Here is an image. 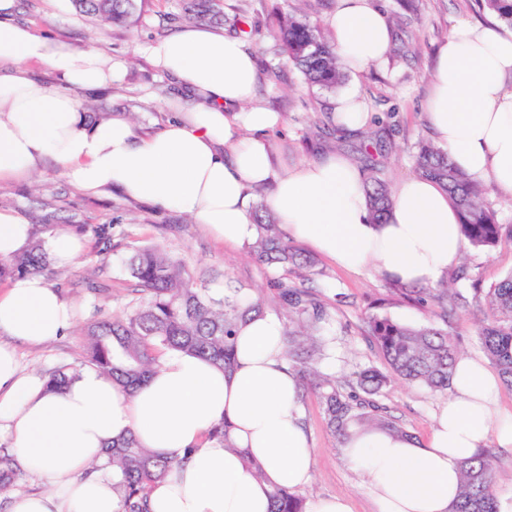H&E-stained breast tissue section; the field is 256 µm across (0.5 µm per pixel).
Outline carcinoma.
<instances>
[{"label": "carcinoma", "instance_id": "carcinoma-1", "mask_svg": "<svg viewBox=\"0 0 512 512\" xmlns=\"http://www.w3.org/2000/svg\"><path fill=\"white\" fill-rule=\"evenodd\" d=\"M206 2L208 6L203 9H189L193 19H220L219 4ZM73 3L80 13L112 23L126 22L135 9V0ZM481 5L512 29V0H481ZM277 33L288 62L300 70L308 84L327 91L340 86L343 73L331 41L307 16H279ZM416 167L420 176L448 193L459 210L461 232L469 246L490 250L498 244L504 226L485 202L487 187L470 181L450 162L445 150L429 142L418 143ZM366 195L372 222H383L393 205V193L375 170L366 176ZM255 216L258 234L250 253L287 275L308 276L312 262L283 236L276 219L261 206ZM59 228L48 221L39 225L23 252L0 261V280L47 270L44 235ZM127 269L141 297L124 315L96 319L88 325L91 343L86 363L128 390L146 382L170 351L207 358L224 370L231 368L239 327L251 318L267 315L261 299L238 289L233 301L207 296L194 286L184 260L157 246L135 249ZM270 287L276 289L277 305L288 313L285 357L299 379V402H304L309 392L317 395L327 427L339 443H344L352 425L409 436L375 399L393 377L433 392L452 388L458 352L448 331L433 325H406L387 316L373 315L367 324L389 372L368 368L351 382L321 371L320 363L330 357L329 340L323 334L327 321L324 305L307 290L290 288L280 279ZM487 297L489 315L480 332L481 344L498 369L501 383L512 390V273L491 286ZM208 436L226 448L235 447L224 420L215 424ZM109 457L112 469L120 475L113 489L121 497L122 512H150L151 486L171 470L172 461L150 454L133 436L112 445ZM462 471V486L452 512H498L489 450L464 462ZM18 477L9 450L0 448V490L13 487ZM271 499V512H305L304 499L286 487L274 488Z\"/></svg>", "mask_w": 512, "mask_h": 512}]
</instances>
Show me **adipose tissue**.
Masks as SVG:
<instances>
[{
    "instance_id": "adipose-tissue-1",
    "label": "adipose tissue",
    "mask_w": 512,
    "mask_h": 512,
    "mask_svg": "<svg viewBox=\"0 0 512 512\" xmlns=\"http://www.w3.org/2000/svg\"><path fill=\"white\" fill-rule=\"evenodd\" d=\"M0 0V182L33 174L54 160L90 196L122 194L193 218L235 246L257 235L254 192L282 232L348 269L377 265L404 285H432L458 263L467 243L459 213L434 181L409 177L393 192L384 224L372 223L365 174L342 152L278 168L265 138L277 116L257 104L256 57L220 29L186 27L144 45L143 53L176 91L162 129L138 132L116 115L90 122L79 94L111 87V56L78 49L8 19ZM346 71L364 73L392 47L386 14L373 0H337L327 19ZM53 72L58 88L33 78L31 64ZM512 31L456 25L439 48L424 114L428 133L471 181L512 196ZM33 227L0 209V260L26 248ZM73 323L72 306L43 276L12 278L0 290V431L14 466L46 489L16 495L9 512H121L108 447L136 436L172 460L150 491L151 512H270L272 487L302 489L314 467L299 381L283 356L284 324L273 316L242 325L237 362L167 353L159 370L128 391L97 369L77 370L59 391L21 370L15 343H48ZM498 377L487 364L459 359L452 392L426 442L382 431L354 435L342 449L367 480L376 512H450L461 467L490 439L512 447V415L497 403ZM237 447L208 437L220 420ZM264 471L256 478L242 455Z\"/></svg>"
}]
</instances>
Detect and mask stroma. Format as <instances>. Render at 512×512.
Segmentation results:
<instances>
[{
  "label": "stroma",
  "mask_w": 512,
  "mask_h": 512,
  "mask_svg": "<svg viewBox=\"0 0 512 512\" xmlns=\"http://www.w3.org/2000/svg\"><path fill=\"white\" fill-rule=\"evenodd\" d=\"M184 2L135 0L127 23L102 25L79 13L72 0H15L12 18L35 33L76 48L95 45L123 62L111 88L87 93L86 99L92 111L135 114L141 131L154 132L171 116L164 104L171 85L146 57L136 54L135 47L170 37L185 27ZM378 4L397 34L392 51L366 73L345 76L343 85L357 88L372 112L373 138L387 147L381 176L394 186L417 173L414 145L428 136L424 110L438 49L454 25L486 23L492 16L480 9L478 0H378ZM220 7L225 32H234L242 24L247 27L256 53L259 100L280 117L278 126L268 133L279 165L291 168L335 151L360 159L362 138L345 136L336 126L334 93L308 86L288 63L275 36L276 13L304 14L322 24L335 9L336 0H220ZM0 208L15 211L32 225L52 213L59 223L80 227L77 237L84 245L82 256L67 267H51L46 274L48 282L73 305L72 328L46 345H16L22 366L41 375L61 365L83 367L89 346L88 324L119 315L131 304L133 281L125 262L138 245L156 244L184 258L197 287L210 296L223 297L225 287L233 284L262 296L269 314L280 312L268 287L277 278V270L250 257L246 249L216 241L204 227L179 212L129 201L117 193L86 195L60 174L54 162H45L33 177L1 183ZM103 224L112 228V247L104 253L94 235L95 227ZM305 253L314 267L307 280H295L294 285L316 292L327 307L325 332L333 340V349L323 365L326 372L350 379L364 368L386 370L366 327L368 317L376 314L411 325L432 323L447 329L460 355L485 360L479 340L485 305L472 291L441 303L417 302L405 298L395 282L376 272L347 270L310 247ZM464 261L470 281L489 288L512 272V236L503 235L489 252L470 249ZM447 397V392H432L395 379L377 400L423 442ZM303 413L314 448V469L301 497L309 501L343 495L350 498L353 512H375L363 479L344 463L338 440L327 429L315 395L307 396Z\"/></svg>",
  "instance_id": "1"
}]
</instances>
